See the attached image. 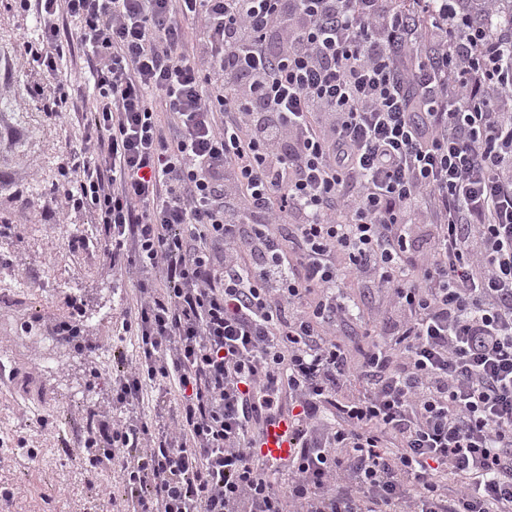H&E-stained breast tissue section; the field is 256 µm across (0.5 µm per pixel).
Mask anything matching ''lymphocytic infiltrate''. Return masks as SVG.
Wrapping results in <instances>:
<instances>
[{"mask_svg": "<svg viewBox=\"0 0 512 512\" xmlns=\"http://www.w3.org/2000/svg\"><path fill=\"white\" fill-rule=\"evenodd\" d=\"M138 295L80 445L118 512H512V26L463 0H14ZM75 37H67L70 22ZM79 56L93 83L56 81ZM385 299L360 360L342 289ZM292 410L296 447L256 445Z\"/></svg>", "mask_w": 512, "mask_h": 512, "instance_id": "lymphocytic-infiltrate-1", "label": "lymphocytic infiltrate"}]
</instances>
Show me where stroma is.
Returning a JSON list of instances; mask_svg holds the SVG:
<instances>
[{"label": "stroma", "instance_id": "obj_1", "mask_svg": "<svg viewBox=\"0 0 512 512\" xmlns=\"http://www.w3.org/2000/svg\"><path fill=\"white\" fill-rule=\"evenodd\" d=\"M38 35L0 0V356L17 375L0 383V485L21 489L0 512H108L119 482L78 446L91 411L112 409V336L136 283L104 259L93 218L64 205L59 164L83 127L72 112L48 116L33 93L46 81L23 40ZM77 309L95 351L53 336Z\"/></svg>", "mask_w": 512, "mask_h": 512}]
</instances>
